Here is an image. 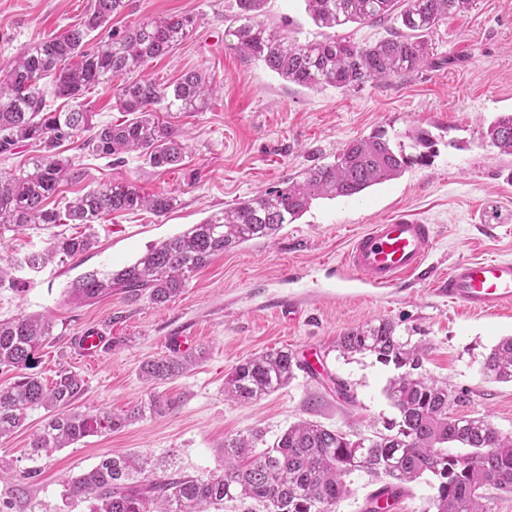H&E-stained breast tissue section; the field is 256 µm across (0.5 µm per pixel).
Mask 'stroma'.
Listing matches in <instances>:
<instances>
[{
	"mask_svg": "<svg viewBox=\"0 0 512 512\" xmlns=\"http://www.w3.org/2000/svg\"><path fill=\"white\" fill-rule=\"evenodd\" d=\"M88 8L89 0H0V75L33 42L83 22ZM237 10L236 0H126L110 28L94 33L104 39L109 29L121 31L144 19L194 16L193 33L143 73L168 85L198 71L216 80L218 89L204 111L169 117L189 146L180 166L160 171L133 152L100 157L80 141L62 143V156L79 164L85 178L62 184L48 201L51 208L64 210L75 196L110 179L129 180L146 195L172 193L177 203L162 217L142 209L90 228L37 225L6 234L1 242L18 256L46 248L58 231H93L96 244L74 263L17 271L16 285L0 286V319L50 317L52 334L33 372L47 384L63 368L79 374L86 387L80 406L118 413L156 392L178 406L35 461L28 458L29 444L47 413L29 411L24 425L0 440V503L8 504V512H88L87 504L65 501L64 482L109 453L152 462L171 458L184 472L207 477L223 471L220 446L231 434L257 428L270 442L300 420L360 437L383 431L398 416L385 393L397 369L370 355L347 359L336 349L343 332L381 319L395 322L403 338L430 341L423 372L460 395L454 413L489 416L512 435V383L481 371L492 346L512 335V309L475 313L449 302L438 286L460 260L512 259V156L482 138L498 115L512 112V0H473L468 11L428 32V61L419 71L358 91L300 87L225 47L224 28ZM260 19L303 41L323 34L304 0H265ZM417 128L437 140L430 165L409 168L359 198L313 200L275 239L214 256L166 305L118 292L87 304L67 298V287L83 273L132 264L151 245L239 199L333 161L351 141L381 131L390 143H403ZM400 215L436 227L428 272L411 285L389 289L341 281L336 265L352 239ZM186 328L194 331L193 346L204 351L203 360L174 380L145 382L142 362L169 353ZM89 329L104 335L92 360L70 345ZM301 347L316 348L319 376L301 370L288 386L259 400L225 399L224 377L236 364L257 352ZM337 378L347 383L350 399L336 393ZM32 467L37 476L26 478Z\"/></svg>",
	"mask_w": 512,
	"mask_h": 512,
	"instance_id": "stroma-1",
	"label": "stroma"
}]
</instances>
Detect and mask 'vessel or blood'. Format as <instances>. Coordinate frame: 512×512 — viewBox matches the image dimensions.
<instances>
[{"label": "vessel or blood", "mask_w": 512, "mask_h": 512, "mask_svg": "<svg viewBox=\"0 0 512 512\" xmlns=\"http://www.w3.org/2000/svg\"><path fill=\"white\" fill-rule=\"evenodd\" d=\"M435 243L433 225L411 216L371 225L354 238L342 261L344 274L376 288L401 286L424 272ZM441 286L449 300L475 312L495 314L512 308V260H461Z\"/></svg>", "instance_id": "1"}]
</instances>
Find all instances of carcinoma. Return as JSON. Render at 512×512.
Segmentation results:
<instances>
[{"mask_svg":"<svg viewBox=\"0 0 512 512\" xmlns=\"http://www.w3.org/2000/svg\"><path fill=\"white\" fill-rule=\"evenodd\" d=\"M237 2L238 13L224 29L225 46L301 87L329 85L350 91L415 72L427 58L425 34L468 9L473 0H304L320 28L365 22L389 26L386 36L369 44L338 35L301 41L259 20L264 0ZM125 7L126 0H92L82 25L25 48L0 78V155L11 153L19 143L39 152L33 170L0 173V239L31 224L61 223L59 212L47 208L45 201L63 181L83 177L74 162L57 153L64 141L81 139L90 152L106 157L137 151L155 169L182 162L183 135L160 114L203 111L216 83L200 72H187L170 87L145 76L130 80L127 75L184 41L193 19L174 14L142 20L88 46L91 33ZM45 79L50 80L54 97L75 102L70 110L48 108L41 85ZM104 84L112 85L117 109L131 115L122 124L97 127L92 113L78 102L84 91ZM484 138L512 155V113L498 116ZM433 146L425 130L417 131L408 148L391 145L383 134L351 142L334 161L307 169L302 178H290L282 188L214 213L183 234L149 247L132 265L81 275L68 286L67 296L88 303L119 290L131 299L145 295L155 304L170 302L213 256L273 238L316 198L352 197L396 179L411 165L426 163ZM409 148L413 152H407ZM175 201L169 193L146 196L130 181L113 180L68 202L66 215L73 224L91 227L109 215L140 207L163 216ZM94 244L91 234L60 233L48 248L21 259L1 250L0 283L7 276L1 266L5 261L12 269L25 266L38 272L54 260L76 261ZM51 328L49 319L36 315L1 320L0 368L33 365ZM336 348L347 358L369 354L400 370L387 388L398 410V419L388 423L387 432L353 440L347 433L301 420L259 451L256 445L264 443L259 431L226 436L224 471L206 478L186 474L169 460L152 463L127 454L106 455L92 470L68 482L66 498L88 503L89 512H208L226 502L239 503L241 512H331L350 493L348 478L359 471L379 483L367 498L365 512H387L390 500L426 473L438 481L428 512H487V490L512 492V436L500 432L487 417L452 412L459 397L448 383L419 372L427 342L405 340L392 321L381 319L345 331ZM202 358L201 351L173 349L144 361L140 375L148 383L161 384L190 371ZM299 369L301 364L286 349L255 353L224 378V397L251 402L288 386ZM483 372L512 383V336L501 338L491 349ZM84 392V380L72 371L60 370L49 385L33 373L20 374L0 387V438L21 427L29 411L44 409L46 422L30 442L35 461L55 448L119 431L148 413L163 415L176 406L175 400L153 394L121 414L91 413L75 406ZM137 475L143 480H135Z\"/></svg>","mask_w":512,"mask_h":512,"instance_id":"1","label":"carcinoma"}]
</instances>
